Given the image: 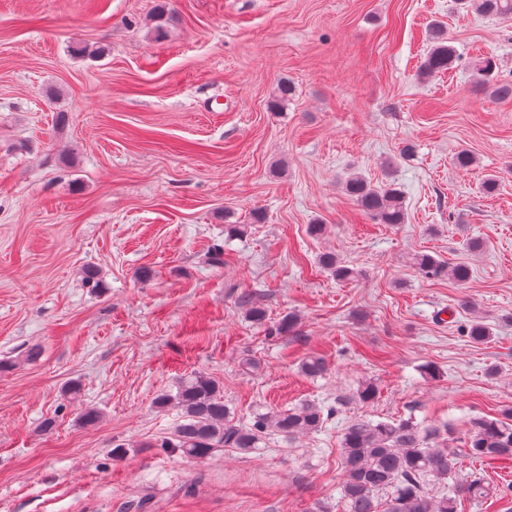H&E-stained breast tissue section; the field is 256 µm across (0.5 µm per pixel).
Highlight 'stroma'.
Instances as JSON below:
<instances>
[{"label": "stroma", "instance_id": "obj_1", "mask_svg": "<svg viewBox=\"0 0 512 512\" xmlns=\"http://www.w3.org/2000/svg\"><path fill=\"white\" fill-rule=\"evenodd\" d=\"M158 2L0 0V512H344L355 417L452 423L459 478L490 488L458 512H512V459L460 440L512 406V100L471 83L489 56L512 80V20L457 0H168L158 40ZM437 21L458 57L425 75ZM284 80L295 92L271 110ZM461 150L472 168L454 165ZM354 174L399 187L405 223L359 213ZM326 251L357 278L334 280ZM418 251L471 276L423 277ZM476 319L489 342L462 336ZM311 353L327 363L316 379L299 369ZM194 374L243 425L307 400L332 416L190 458L162 447L180 411L154 401ZM365 382L370 404L354 399Z\"/></svg>", "mask_w": 512, "mask_h": 512}]
</instances>
